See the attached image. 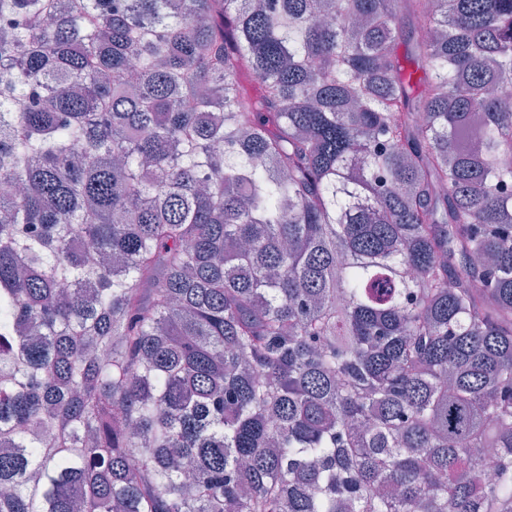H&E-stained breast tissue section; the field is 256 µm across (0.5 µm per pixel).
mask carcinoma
Wrapping results in <instances>:
<instances>
[{
  "mask_svg": "<svg viewBox=\"0 0 512 512\" xmlns=\"http://www.w3.org/2000/svg\"><path fill=\"white\" fill-rule=\"evenodd\" d=\"M508 97L512 0H0V512H512Z\"/></svg>",
  "mask_w": 512,
  "mask_h": 512,
  "instance_id": "carcinoma-1",
  "label": "carcinoma"
}]
</instances>
